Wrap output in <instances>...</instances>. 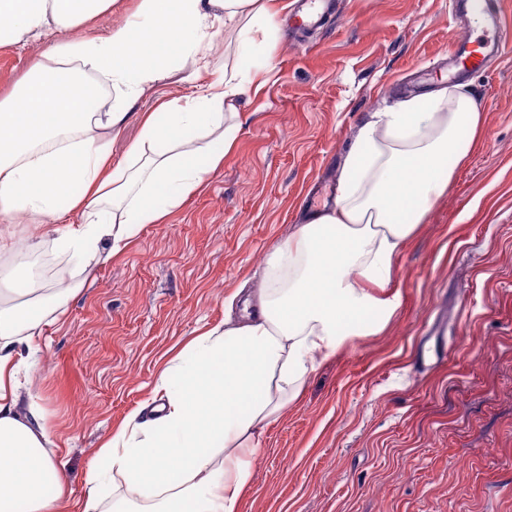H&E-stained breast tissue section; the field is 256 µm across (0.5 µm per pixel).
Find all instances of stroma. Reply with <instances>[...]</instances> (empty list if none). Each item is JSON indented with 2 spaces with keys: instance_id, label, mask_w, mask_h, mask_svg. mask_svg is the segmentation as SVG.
Segmentation results:
<instances>
[{
  "instance_id": "obj_1",
  "label": "stroma",
  "mask_w": 512,
  "mask_h": 512,
  "mask_svg": "<svg viewBox=\"0 0 512 512\" xmlns=\"http://www.w3.org/2000/svg\"><path fill=\"white\" fill-rule=\"evenodd\" d=\"M448 0H339L329 29L280 28L273 76L244 95L234 150L208 185L143 225L44 325L23 392L44 410L73 502L92 456L148 399L164 362L257 291L272 249L333 188L345 143L396 95L447 82L459 33ZM173 72L137 109L187 94L231 63ZM485 145L457 171L400 259L393 323L315 371L302 402L263 436L239 512H512V59L470 79ZM448 315V355L423 368L420 339Z\"/></svg>"
}]
</instances>
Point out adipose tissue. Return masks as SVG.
I'll return each mask as SVG.
<instances>
[{
  "label": "adipose tissue",
  "mask_w": 512,
  "mask_h": 512,
  "mask_svg": "<svg viewBox=\"0 0 512 512\" xmlns=\"http://www.w3.org/2000/svg\"><path fill=\"white\" fill-rule=\"evenodd\" d=\"M121 0H0V48L51 38L0 97V224L25 219L58 248L109 261L146 224H160L224 166L240 130L238 100L270 72L286 0H140L123 23L67 34ZM235 34L230 77L140 113L122 161L110 144L135 104L174 69L208 70L217 27ZM75 86L53 120V83ZM484 112L467 84L398 96L368 113L349 142L334 200L293 226L268 256L254 312L201 332L172 356L152 389L97 448L81 512H239L268 427L299 403L311 374L337 351L384 331L400 298L397 264L481 148ZM74 288L27 278L0 289V512H69L67 480L36 400L18 375L42 326ZM120 488L104 505L100 478Z\"/></svg>",
  "instance_id": "adipose-tissue-1"
}]
</instances>
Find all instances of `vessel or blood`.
Returning <instances> with one entry per match:
<instances>
[{"label":"vessel or blood","instance_id":"vessel-or-blood-1","mask_svg":"<svg viewBox=\"0 0 512 512\" xmlns=\"http://www.w3.org/2000/svg\"><path fill=\"white\" fill-rule=\"evenodd\" d=\"M504 0H448V9L454 19L466 23L481 21V36L472 32L455 39L448 49V61L455 76L468 77L489 71L494 64L512 57V26L505 17ZM334 0H322L321 9L313 15L294 14L293 27L297 30L319 29L334 14Z\"/></svg>","mask_w":512,"mask_h":512}]
</instances>
